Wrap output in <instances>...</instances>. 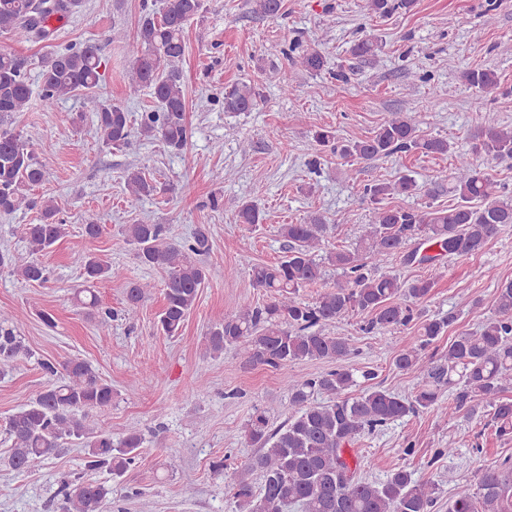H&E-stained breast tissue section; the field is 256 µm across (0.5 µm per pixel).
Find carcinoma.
<instances>
[{"mask_svg":"<svg viewBox=\"0 0 512 512\" xmlns=\"http://www.w3.org/2000/svg\"><path fill=\"white\" fill-rule=\"evenodd\" d=\"M251 12L276 17L282 0H247ZM414 0H368L369 10L386 16L408 9ZM84 0H0V34L17 41L49 40L52 23L79 13ZM204 0H156L139 22L135 36L127 44L131 57L128 74L129 95L151 91L153 108L141 115L140 131L158 139L174 151L183 150L189 139L187 94L179 63L185 56V26L200 17ZM379 39L366 34L351 47L358 58L374 57ZM286 58L310 72L324 66L321 54L293 42ZM99 47L95 44L69 45L41 60L38 96L46 108L63 98L84 95L93 103L96 128L107 146L128 144L132 135L128 111L120 104L102 101L96 90L101 80ZM464 82L483 96L508 94L501 89L493 69H467ZM33 89L26 59L0 51V212L11 214L23 207H40L36 224L25 225V239L33 254L44 252L68 236L67 225L56 219L58 206L51 198L37 201L29 197L32 188L45 181L39 154L51 145L35 150L22 134L11 127L12 117L29 104ZM261 102L256 86L238 81L224 87V111L250 112ZM420 114L395 113L371 136L336 141L329 130L315 133L318 145L329 147L342 158L366 162L397 153L421 152L446 155L453 145L446 139L420 135ZM472 152L457 156L452 192L458 202L446 209L423 210L390 206L384 200L394 195H416L423 187L408 176L395 182L376 181L364 187V196L373 207V220L353 250L328 251L316 258L333 225L321 217L304 224H282L279 235L287 255L275 264H263L242 256L253 286L268 301L253 309L230 308L224 320L211 326L207 349L222 354L233 348L244 366H266L283 371L305 359L328 362L351 359L356 350L349 339L330 331L336 322L365 314L362 331L406 327L416 320L415 306L436 285V276L402 281L390 274L375 272L386 256L404 254V261H418L434 269L444 256L469 257L482 252L502 224H512V197L500 195L478 162L512 158V127L488 124L477 135ZM128 190L137 197L158 192L155 179L142 169L125 174ZM241 224L263 221L256 201H246L238 209ZM125 241L134 247V256L144 267L165 273L163 306L158 329L167 337L181 332L195 306L200 288L208 278L197 257L209 250L208 237L198 229L192 239L174 243L163 224H127ZM438 247V253L407 254L410 244ZM71 259L83 276L75 290L77 305L102 320L112 319V311L102 308L95 289L97 283L114 275L112 264L101 256L76 250ZM340 271V279L324 289L315 300H304L300 291L324 280L325 265ZM28 283H44L45 267L37 259L22 264L0 252V268ZM151 283L133 279L125 285L124 314L132 319L150 292ZM449 326V319H426L419 326L420 344L394 351L392 363L400 371L427 370V381L409 396L387 389L368 387L357 395L351 388L374 380L372 369L341 366L317 376L298 379L285 375L288 408L276 428L269 426L268 411L257 408L244 427V440L259 449L248 470L259 472L261 485L254 489L245 476L234 486V498L242 512H284L296 506L301 512H431L436 485L413 478L399 467L380 481L358 474V463L346 457L351 446L391 422L409 415L443 410L440 390L456 389L457 407L467 408L475 419L492 412L499 436L512 434V399L503 393L512 388V281L502 282L495 294L491 315L475 332H462L448 342L443 361L422 358ZM31 357L16 327L0 324V375L14 369L21 359ZM39 366L46 376H62L51 383L19 411L0 421V431L12 441L10 466L26 471L36 462L54 457L70 440L84 448L88 471L107 469L122 477L137 464L143 444L133 432L114 438L106 428H90L80 412L112 406V385L92 366L80 359L62 363L44 359ZM322 401H317L318 397ZM62 512H105L112 500V486L76 478L65 482ZM448 512H512V465L484 469L472 493L448 501Z\"/></svg>","mask_w":512,"mask_h":512,"instance_id":"1","label":"carcinoma"}]
</instances>
